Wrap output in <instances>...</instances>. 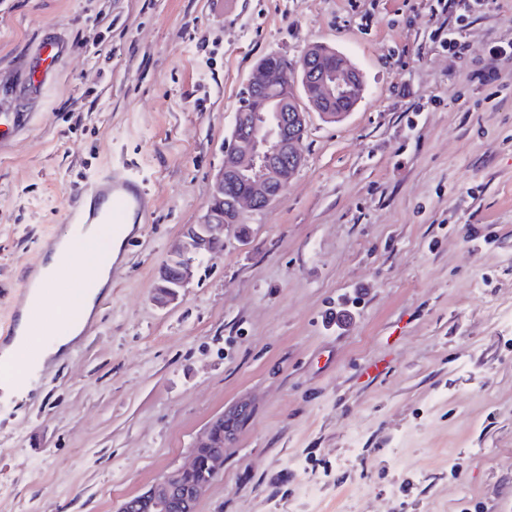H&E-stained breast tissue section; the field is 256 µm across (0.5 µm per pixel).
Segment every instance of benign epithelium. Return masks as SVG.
Instances as JSON below:
<instances>
[{"label": "benign epithelium", "instance_id": "1", "mask_svg": "<svg viewBox=\"0 0 512 512\" xmlns=\"http://www.w3.org/2000/svg\"><path fill=\"white\" fill-rule=\"evenodd\" d=\"M272 86L283 93L265 97ZM364 91L363 76L350 59L322 43L309 45L284 69L266 57L252 68L246 109L235 113L205 213L197 223L183 225L159 269L158 305L167 307L185 295L192 266L219 254L224 230L239 226L242 207L262 211L282 198L304 163L310 115L334 122L354 109ZM345 100L350 101L346 111H328L329 103ZM244 417L246 410L240 408L213 419L196 438L188 464L124 499L117 512H198L201 498L224 467L225 441Z\"/></svg>", "mask_w": 512, "mask_h": 512}]
</instances>
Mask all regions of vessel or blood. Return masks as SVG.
Wrapping results in <instances>:
<instances>
[{
	"instance_id": "vessel-or-blood-1",
	"label": "vessel or blood",
	"mask_w": 512,
	"mask_h": 512,
	"mask_svg": "<svg viewBox=\"0 0 512 512\" xmlns=\"http://www.w3.org/2000/svg\"><path fill=\"white\" fill-rule=\"evenodd\" d=\"M72 51L71 43L54 30L40 38L28 62V75L15 92L26 103L38 102L57 76L58 64ZM74 203L65 215L66 224H108L113 235L125 225L137 224L146 216L148 198L142 182L133 177L116 179L100 174L75 185Z\"/></svg>"
}]
</instances>
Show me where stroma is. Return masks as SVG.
Segmentation results:
<instances>
[{
  "instance_id": "obj_1",
  "label": "stroma",
  "mask_w": 512,
  "mask_h": 512,
  "mask_svg": "<svg viewBox=\"0 0 512 512\" xmlns=\"http://www.w3.org/2000/svg\"><path fill=\"white\" fill-rule=\"evenodd\" d=\"M48 26L74 52L29 107L10 90ZM509 41L512 0H0V114L27 115L0 145V323L74 185L149 198L87 332L0 401V512H116L241 403L199 512H512ZM316 42L362 101L312 116L283 198L160 307L251 68Z\"/></svg>"
}]
</instances>
